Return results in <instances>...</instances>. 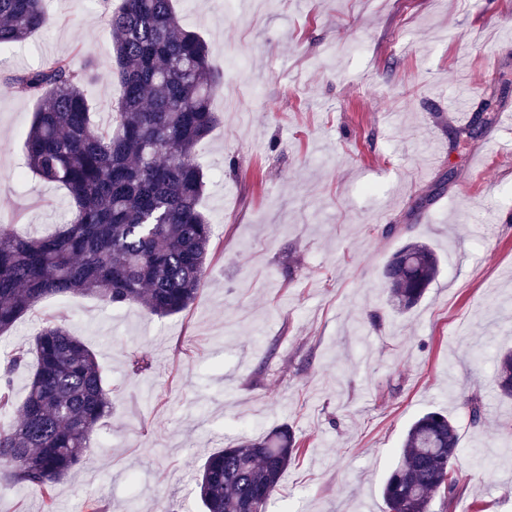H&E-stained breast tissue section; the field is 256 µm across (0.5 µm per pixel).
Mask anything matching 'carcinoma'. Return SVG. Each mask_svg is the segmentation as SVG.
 Masks as SVG:
<instances>
[{"label": "carcinoma", "mask_w": 512, "mask_h": 512, "mask_svg": "<svg viewBox=\"0 0 512 512\" xmlns=\"http://www.w3.org/2000/svg\"><path fill=\"white\" fill-rule=\"evenodd\" d=\"M174 0H119L105 13L119 87L112 123L91 121L79 70L50 56L8 78L37 107L25 140L27 168L69 192L55 233L21 234L0 224V335L43 298L92 295L113 306L139 304L157 316L188 310L207 278L213 227L199 209L202 142L217 123L211 100L223 88L206 41L183 28ZM49 21L45 0H0V46L23 42ZM434 252L409 241L383 269L388 301L413 308L437 273ZM36 359L17 420L0 428V479L41 496L55 512L54 487L80 464L112 408V390L95 353L62 324L47 322L30 347L0 362V412L14 408L13 375ZM500 396L512 397V352L497 365ZM456 427L442 410L408 428L387 477L388 512H430L438 495L455 497L451 467ZM301 444L280 425L212 453L196 479L204 512H269Z\"/></svg>", "instance_id": "carcinoma-1"}]
</instances>
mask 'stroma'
I'll return each instance as SVG.
<instances>
[{
    "mask_svg": "<svg viewBox=\"0 0 512 512\" xmlns=\"http://www.w3.org/2000/svg\"><path fill=\"white\" fill-rule=\"evenodd\" d=\"M226 2L176 4L224 73L199 152L219 249L195 304L159 317L50 296L0 335L3 356L45 321L64 324L112 388L99 445L56 485V512L90 498L110 512H199L205 458L281 424L305 449L271 512H387L405 432L432 408L460 436L457 494L432 512H512V400L495 386L512 348V0H265L257 12L235 0L233 16ZM46 7V28L0 47V222L33 235L63 223L69 197L18 179L37 102L7 77L50 56L89 59L95 124L118 99L103 0ZM462 87L468 119L448 107ZM490 213L502 218L492 237L475 224ZM411 239L440 265L400 314L382 270ZM133 352L149 370L132 372Z\"/></svg>",
    "mask_w": 512,
    "mask_h": 512,
    "instance_id": "35a3bbf8",
    "label": "stroma"
}]
</instances>
